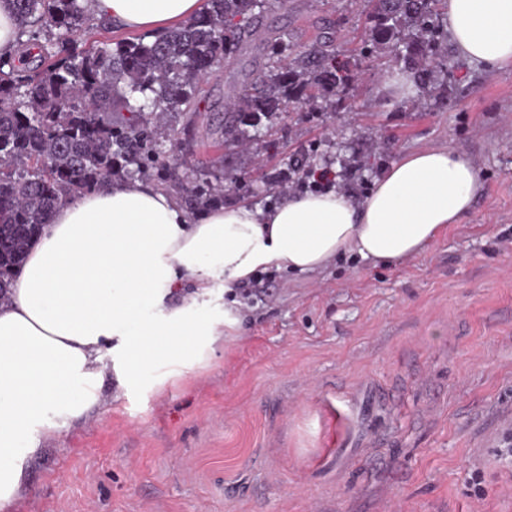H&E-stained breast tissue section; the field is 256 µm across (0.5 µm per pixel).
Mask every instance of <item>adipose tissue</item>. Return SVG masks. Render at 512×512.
I'll return each mask as SVG.
<instances>
[{"instance_id": "obj_1", "label": "adipose tissue", "mask_w": 512, "mask_h": 512, "mask_svg": "<svg viewBox=\"0 0 512 512\" xmlns=\"http://www.w3.org/2000/svg\"><path fill=\"white\" fill-rule=\"evenodd\" d=\"M96 18L156 34L195 17L201 0H89ZM463 57L512 65V0H445ZM482 182L450 148L405 154L361 202L329 190L262 210L244 204L192 218L173 195L111 181L63 202L0 291V512L30 492L37 434L103 405L106 369L121 385L156 384L203 363L231 310H203L211 281L233 288L271 267L300 273L356 254L393 264L421 253L468 213ZM193 292H183V284Z\"/></svg>"}]
</instances>
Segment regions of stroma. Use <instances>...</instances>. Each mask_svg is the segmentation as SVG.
<instances>
[{"label":"stroma","instance_id":"1","mask_svg":"<svg viewBox=\"0 0 512 512\" xmlns=\"http://www.w3.org/2000/svg\"><path fill=\"white\" fill-rule=\"evenodd\" d=\"M373 0H288L202 84L180 126L188 163L224 172L225 204L261 207L312 156L337 188L408 152L448 147L483 193L421 254H348L268 293H225L239 320L213 355L163 389L106 379L107 401L42 436L14 512H512V67L492 70L431 23L428 74L391 98L405 48H373ZM331 44L352 77L308 94L254 143L223 147L207 120L249 88L275 38Z\"/></svg>","mask_w":512,"mask_h":512}]
</instances>
